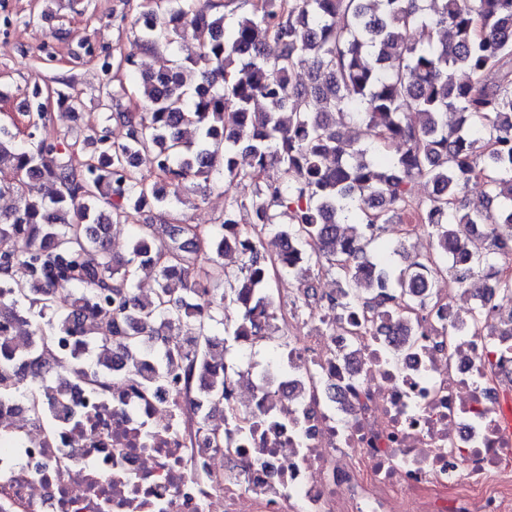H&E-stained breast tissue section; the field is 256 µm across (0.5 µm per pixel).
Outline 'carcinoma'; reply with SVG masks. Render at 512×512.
Here are the masks:
<instances>
[{
  "label": "carcinoma",
  "instance_id": "carcinoma-1",
  "mask_svg": "<svg viewBox=\"0 0 512 512\" xmlns=\"http://www.w3.org/2000/svg\"><path fill=\"white\" fill-rule=\"evenodd\" d=\"M216 7L151 0L139 14L158 66L138 75L129 59L103 60L108 81L127 74L139 83L141 105L86 136L92 151L81 166L58 160V135L19 142L0 127V194L16 196L0 212V321L36 336L18 351L0 337V393L31 402L46 385L66 386L85 375L91 347L102 351L92 381L103 387L112 358H129L133 374L146 348L156 359L148 384L173 378L188 400L202 384L207 401L222 404L230 380L210 361L235 336L277 333L275 272L298 279L307 305L319 274L335 272L331 310L365 334L410 323L434 288L480 291L492 281L512 294V277L497 268L498 258L512 259V0H250L229 30ZM186 25L199 53L172 59ZM457 69L469 79L456 81ZM299 71L304 84L294 82ZM114 118L129 127L124 142L111 139ZM347 121L365 125L370 141L344 142L338 126ZM184 127L196 141L184 140ZM391 147L395 155L383 156ZM226 176L246 193L225 204L221 223L194 233L168 220L195 180L222 189ZM42 179L58 186L53 196L27 193ZM474 179L482 200L458 208ZM422 180L433 193L418 223L431 229L433 251L396 268L370 246ZM242 210L253 213L252 227L240 226ZM144 212L156 223L137 225L128 255H115L110 227ZM344 224L348 235L338 233ZM269 233L287 243L274 256L261 251ZM226 248L243 255L237 275L224 268ZM144 254L158 273L150 298L136 291ZM199 296L207 306L194 303ZM228 303L237 309L231 325ZM66 334L85 340L63 375L46 356Z\"/></svg>",
  "mask_w": 512,
  "mask_h": 512
}]
</instances>
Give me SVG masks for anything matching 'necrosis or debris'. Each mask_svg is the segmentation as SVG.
I'll return each instance as SVG.
<instances>
[{"mask_svg":"<svg viewBox=\"0 0 512 512\" xmlns=\"http://www.w3.org/2000/svg\"><path fill=\"white\" fill-rule=\"evenodd\" d=\"M440 288L408 336L303 335L223 408L174 384L70 383L68 418L0 398V512H512V330Z\"/></svg>","mask_w":512,"mask_h":512,"instance_id":"obj_1","label":"necrosis or debris"}]
</instances>
